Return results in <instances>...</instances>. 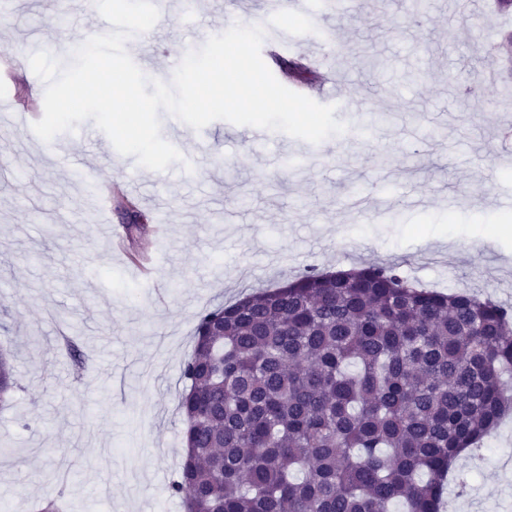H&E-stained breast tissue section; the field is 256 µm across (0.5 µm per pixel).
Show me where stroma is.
<instances>
[{"mask_svg":"<svg viewBox=\"0 0 512 512\" xmlns=\"http://www.w3.org/2000/svg\"><path fill=\"white\" fill-rule=\"evenodd\" d=\"M264 0L232 6L197 0L131 44L146 74L171 81L177 60ZM357 0L354 10L287 18L299 33L286 59L308 61L337 42L346 93L324 89L322 70L279 75L335 106L346 132L311 145L283 169L293 137L224 120L196 131L160 112L161 135L195 166L164 171L119 154L93 120L40 140L0 130V336L11 337L18 386L0 403V503L32 512L62 494L69 512H183L169 487L181 459V368L196 316L300 273L391 265L428 288L512 304V9L485 0L472 21L449 27L453 0ZM52 0H10L0 54L61 57L83 29L108 33L99 13L74 10L58 24ZM495 70L488 85L483 73ZM44 82L31 66L0 70V104L38 121ZM125 189L148 222L124 236L120 197L101 210L88 183ZM165 215L164 230L155 220ZM111 224L118 240L96 236ZM81 353L74 366L67 343ZM441 512H512V415L464 456Z\"/></svg>","mask_w":512,"mask_h":512,"instance_id":"1","label":"stroma"}]
</instances>
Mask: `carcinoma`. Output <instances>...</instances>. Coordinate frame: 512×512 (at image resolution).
<instances>
[{"label": "carcinoma", "instance_id": "obj_1", "mask_svg": "<svg viewBox=\"0 0 512 512\" xmlns=\"http://www.w3.org/2000/svg\"><path fill=\"white\" fill-rule=\"evenodd\" d=\"M181 377L184 512H440L452 462L512 413V310L392 266L312 270L201 313Z\"/></svg>", "mask_w": 512, "mask_h": 512}]
</instances>
